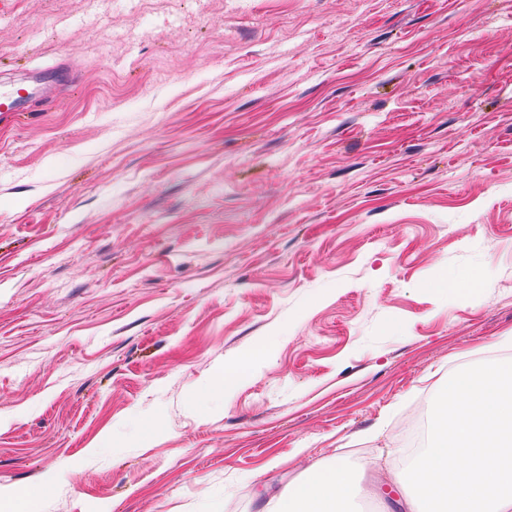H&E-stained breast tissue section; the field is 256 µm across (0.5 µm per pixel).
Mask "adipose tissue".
<instances>
[{"label":"adipose tissue","instance_id":"1","mask_svg":"<svg viewBox=\"0 0 512 512\" xmlns=\"http://www.w3.org/2000/svg\"><path fill=\"white\" fill-rule=\"evenodd\" d=\"M352 485V473L346 466L315 468L306 479L279 493L274 512H342Z\"/></svg>","mask_w":512,"mask_h":512}]
</instances>
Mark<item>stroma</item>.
Instances as JSON below:
<instances>
[{"instance_id": "stroma-1", "label": "stroma", "mask_w": 512, "mask_h": 512, "mask_svg": "<svg viewBox=\"0 0 512 512\" xmlns=\"http://www.w3.org/2000/svg\"><path fill=\"white\" fill-rule=\"evenodd\" d=\"M61 64L0 121V490L406 512V417L512 356V0H0V81ZM248 374L247 365L238 363L225 367L218 373L215 378L214 386L224 388L228 391L237 386ZM353 485L349 468L316 467L306 479L289 484L276 498L273 512H342Z\"/></svg>"}]
</instances>
